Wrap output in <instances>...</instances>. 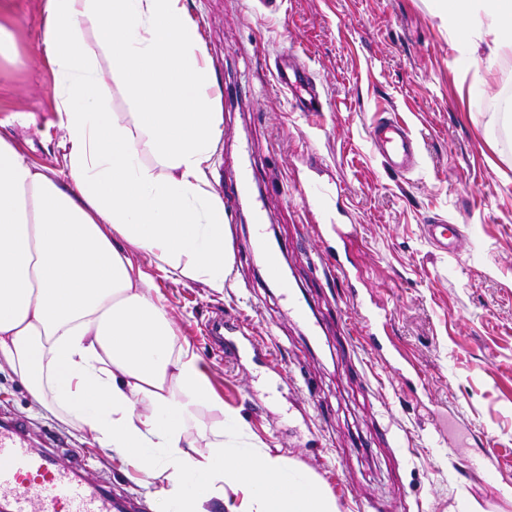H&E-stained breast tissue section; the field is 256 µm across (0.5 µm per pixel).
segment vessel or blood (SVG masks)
<instances>
[{"label":"vessel or blood","instance_id":"vessel-or-blood-1","mask_svg":"<svg viewBox=\"0 0 512 512\" xmlns=\"http://www.w3.org/2000/svg\"><path fill=\"white\" fill-rule=\"evenodd\" d=\"M276 82L293 95L297 111L318 112L323 108L319 94L313 88V78L307 64L298 55L284 54L277 62ZM370 139L383 161L398 175H405L419 162L420 144L407 125L395 119L383 118L369 131ZM297 193L302 202H314L328 209L334 197L342 195L341 184L326 185L316 179L299 183ZM250 209L256 220L255 246L265 240V204L252 190L248 162H241L239 178L234 187L224 191V213L236 218L243 209ZM429 241L440 251L454 255L463 237L460 225L445 221L426 225ZM271 277L276 280L288 301L289 311L300 321H308L304 298L291 287L284 271L270 265ZM361 318L364 334L373 349L384 352L380 330L387 324L386 313L364 308ZM209 333L223 339L224 355L236 360L246 353L244 344L236 338L225 337L223 318H215ZM0 507L5 512H124V496L113 490L111 483L96 482L81 477L75 469L60 466L48 451L35 449L20 422L0 424Z\"/></svg>","mask_w":512,"mask_h":512}]
</instances>
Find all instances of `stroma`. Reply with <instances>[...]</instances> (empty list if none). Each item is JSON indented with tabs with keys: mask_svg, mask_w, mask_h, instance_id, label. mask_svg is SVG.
Instances as JSON below:
<instances>
[{
	"mask_svg": "<svg viewBox=\"0 0 512 512\" xmlns=\"http://www.w3.org/2000/svg\"><path fill=\"white\" fill-rule=\"evenodd\" d=\"M11 3L4 22L16 54L0 59V134L57 171L63 131L40 57L42 0ZM187 4L225 92L208 179L223 193L240 145L253 143L270 243L322 326L314 339L289 318L246 211L226 233L238 251L223 292L157 279L180 342L198 356L243 446L313 470L340 512H512V131L498 120L499 101L512 98V51L493 57L482 41L464 58L433 0H280L272 14L259 0ZM287 52L308 64L324 111L303 116L277 86L275 60ZM388 114L420 143L419 164L404 176L370 141ZM306 174L344 186L340 206L357 226L346 243L319 236L323 217L294 191ZM435 218L462 225L458 256L428 241ZM340 247L358 269L359 296L387 314V343L421 378L403 382L368 346L356 298L327 284L322 264ZM219 311L242 323L255 356L235 362L210 343L204 326ZM446 411L490 439L491 485L466 473L473 448L437 443L429 418ZM1 415L22 421L34 447L68 465L85 460L155 512L157 479L35 401L5 364ZM495 483L507 494L493 493Z\"/></svg>",
	"mask_w": 512,
	"mask_h": 512,
	"instance_id": "obj_1",
	"label": "stroma"
}]
</instances>
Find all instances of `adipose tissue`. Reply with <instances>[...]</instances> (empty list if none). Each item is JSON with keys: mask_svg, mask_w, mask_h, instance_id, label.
I'll return each mask as SVG.
<instances>
[{"mask_svg": "<svg viewBox=\"0 0 512 512\" xmlns=\"http://www.w3.org/2000/svg\"><path fill=\"white\" fill-rule=\"evenodd\" d=\"M440 8L462 53L512 50V0ZM40 51L67 154L57 173L0 136V362L158 479L160 512H339L294 459L240 449L155 286L177 272L220 293L231 267L207 177L224 94L186 0H43ZM116 88L134 111L112 112Z\"/></svg>", "mask_w": 512, "mask_h": 512, "instance_id": "adipose-tissue-1", "label": "adipose tissue"}]
</instances>
